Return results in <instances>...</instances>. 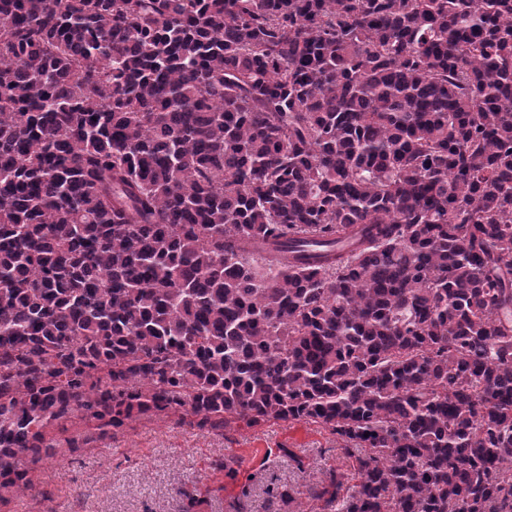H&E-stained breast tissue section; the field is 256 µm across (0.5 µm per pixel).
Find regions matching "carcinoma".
Returning a JSON list of instances; mask_svg holds the SVG:
<instances>
[{
    "mask_svg": "<svg viewBox=\"0 0 512 512\" xmlns=\"http://www.w3.org/2000/svg\"><path fill=\"white\" fill-rule=\"evenodd\" d=\"M180 409L512 512V0H0V491Z\"/></svg>",
    "mask_w": 512,
    "mask_h": 512,
    "instance_id": "obj_1",
    "label": "carcinoma"
}]
</instances>
